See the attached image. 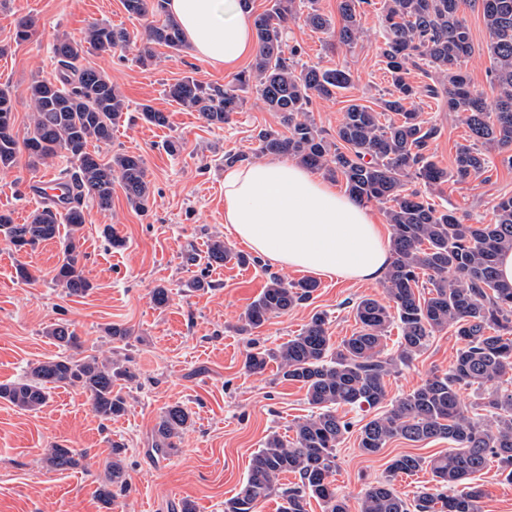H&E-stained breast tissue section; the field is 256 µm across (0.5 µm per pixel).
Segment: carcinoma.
<instances>
[{"label":"carcinoma","mask_w":512,"mask_h":512,"mask_svg":"<svg viewBox=\"0 0 512 512\" xmlns=\"http://www.w3.org/2000/svg\"><path fill=\"white\" fill-rule=\"evenodd\" d=\"M462 0H384L382 55L391 75V89L380 99L381 111L350 100L332 139L323 135L312 117L316 98L330 100L346 90L352 75L345 68H323L299 63L301 49L289 44L288 20L305 13L313 29L330 33L338 45L352 47L360 39L361 8L370 0H340V26L321 13L318 0H270V7L253 19L258 50L250 67L230 83L219 85L184 77L167 85L172 101L197 112L209 127L231 121L243 110L246 94L253 92L264 106L279 115L284 131L261 129L257 152L228 151L224 165L251 162L261 155H285L325 177L342 178L357 200L385 205L392 227V261L383 286L389 303L363 297L354 305L359 329L341 345L332 347L322 312L315 313L297 336L274 348L251 343L246 367L264 370L277 364L281 377L306 389L316 409L297 422L294 435L283 439L273 433L252 457L245 485L224 502V512H257L258 505L280 493L281 512H307L308 500L324 504L326 512H348L329 477L336 448L351 423L336 414L340 405L375 407L386 399V379L410 365L429 345L435 333L454 329L461 343L451 369L434 373L424 383L391 402L382 415L359 431V449L371 455L401 438L411 442L446 439L448 453L433 459L401 455L389 465L390 478L369 487L359 499V512H480L483 492L468 482L489 459L498 462L499 475L512 482V388L502 380L512 373V283L499 277L496 258L512 249V196L494 205L495 223L465 224L457 211L435 203L433 196L452 179L464 182L488 167L491 153L512 167V0H481L490 34L488 52L493 61V108L476 92L461 59L470 55L473 42L460 14ZM130 15L146 21L142 38L124 28L92 24L78 39L62 38L53 46L57 62L53 79L30 86L32 130L24 147L35 165L66 153L71 162L69 193L63 210L51 204L16 224L0 213V234L18 251L59 240L63 259L56 279L75 296L93 288L83 273L80 238L85 223L83 201L93 200L102 211L112 208V189L119 184L128 204L146 208L150 182L142 156L115 153L104 161L88 150L90 142H112V129L128 109L106 73L82 64L85 53L110 54L131 45L144 68L155 63L152 45L178 54L187 48L178 23L167 12V0H123ZM425 69L436 83L425 86L411 80V71ZM446 100L448 111L461 112L470 143L458 146L454 165L446 169L434 160L431 143L439 128L420 119L415 102L422 96ZM393 114L387 122L381 117ZM140 118L164 127L165 113L143 104ZM13 134V104L0 89V171L18 162ZM411 179L419 189L406 187ZM257 263L215 239L207 264ZM428 288L427 294L418 288ZM318 284L311 279L286 281L272 275L266 287L241 316L239 331L248 333L273 316L283 315L313 298ZM400 332L394 353H384L392 326ZM60 353L31 366L25 379L0 384V399L23 410L36 411L50 390L73 387L88 397L94 414L109 421L126 412L123 384L136 380L129 360L80 356L82 341L71 324L60 322L48 331ZM480 392L473 417L462 402V391ZM191 426L181 405L167 407L153 430L151 451L161 457L176 450V440ZM125 444L112 443V459L99 487L100 499L110 505L128 487L122 455ZM50 467L66 471L79 465L76 453L61 445L50 449ZM430 469L435 487L421 491L407 503L394 489L392 477ZM298 477L282 488L280 478Z\"/></svg>","instance_id":"obj_1"}]
</instances>
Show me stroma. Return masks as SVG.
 <instances>
[{
    "mask_svg": "<svg viewBox=\"0 0 512 512\" xmlns=\"http://www.w3.org/2000/svg\"><path fill=\"white\" fill-rule=\"evenodd\" d=\"M382 5L383 0H371L363 6V34L349 49L332 46L327 34L312 29L303 17L289 22L291 41L301 48V62L324 68L343 66L353 77L352 86L335 99L313 101V117L327 137L335 136L350 99L377 106L391 85L382 57ZM461 13L473 40V51L461 67L474 90L493 100L492 61L487 51L490 37L482 11L467 4ZM22 18L34 22L33 34L25 41L15 38L16 23ZM96 22L132 33L143 29L142 21L130 17L121 0H0V88L8 89L14 104L17 141H25L32 128L30 85L56 74L52 49L57 39L80 37ZM155 51L157 63L148 70L138 65L131 47L84 57L85 65L110 76L128 105L111 143L101 146L102 157L108 159L118 152L141 155L151 182V195L142 212L128 206L118 186L112 191L111 210L85 202V224L79 235L84 274L92 290L72 296L56 280L62 258L58 242L43 243L26 253L15 250L0 235V383L17 380L30 364L57 355L59 349L47 331L65 320L81 337L85 354L129 358L138 378L123 388L127 412L101 420L91 411L86 395L71 387L52 390L36 411L0 400V512H181L185 501L192 502L196 512H224L225 501L242 489L251 458L266 438L274 433L292 437L295 423L312 411L305 389L281 380L276 363L259 373L247 371L249 339L274 347L296 336L314 313L322 312L327 316L331 342L337 345L357 328L353 303L362 297H385L378 282L321 276L308 304L271 318L252 334L239 332L241 314L270 276L278 274L290 281L305 277L302 271L281 270L264 261L249 266L202 263L209 242L217 238L234 251L245 249L224 233L225 152L253 151L258 131L278 128L279 119L251 94L230 124L205 125L197 112L171 101L165 88L186 76L224 84L235 76V69L214 66L186 52L176 55L161 45ZM144 103L165 112L168 126L141 120L138 109ZM416 107L422 119L440 128L432 145L436 161L452 168L457 147L468 138L461 115L448 111L437 98L421 97ZM173 137L183 143L176 156L162 148ZM69 167L62 155L34 167L27 155H20L14 168L0 172V212L11 213L15 223L27 222L39 204L24 195L26 183L49 174L62 175ZM502 196H512V168L498 164L486 176L448 182L435 201L454 207L465 223L490 224L493 204ZM108 224L123 238V247H112L104 237L102 230ZM190 251L199 258V265L186 263ZM21 262L37 268V281L17 278L16 266ZM194 276L204 277L208 288L188 291L185 283ZM157 287L169 292V302L162 308L151 299ZM110 324L132 329L133 334L124 342L111 339L105 333ZM458 347L451 331L435 333L410 366L388 379V400L411 391L433 373L448 371ZM173 404L190 412L192 425L177 453L158 457L150 451L153 429L162 411ZM384 411L381 405L337 409L352 429L336 449L332 480L350 512H357L365 489L387 478L409 501L423 489L434 487L428 469L393 477L389 465L404 454L428 459L449 448L444 439H394L376 454H362L360 427ZM116 441L126 446L124 465L130 486L107 508L97 490ZM56 445L80 454L79 466L52 469L45 456ZM497 466V461H489L473 477L484 490L482 512H512V483L498 476Z\"/></svg>",
    "mask_w": 512,
    "mask_h": 512,
    "instance_id": "35a3bbf8",
    "label": "stroma"
}]
</instances>
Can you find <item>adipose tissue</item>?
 <instances>
[{
	"mask_svg": "<svg viewBox=\"0 0 512 512\" xmlns=\"http://www.w3.org/2000/svg\"><path fill=\"white\" fill-rule=\"evenodd\" d=\"M168 10L189 52L212 64L228 68L257 49L239 0H169ZM224 227L272 265L331 279L375 282L391 262L367 208L285 157L225 169Z\"/></svg>",
	"mask_w": 512,
	"mask_h": 512,
	"instance_id": "ef3b65f1",
	"label": "adipose tissue"
}]
</instances>
